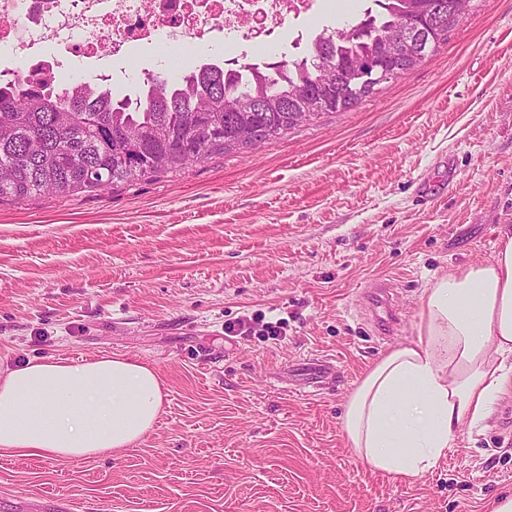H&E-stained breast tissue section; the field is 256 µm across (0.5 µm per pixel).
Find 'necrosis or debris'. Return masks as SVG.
Returning <instances> with one entry per match:
<instances>
[{
	"label": "necrosis or debris",
	"mask_w": 512,
	"mask_h": 512,
	"mask_svg": "<svg viewBox=\"0 0 512 512\" xmlns=\"http://www.w3.org/2000/svg\"><path fill=\"white\" fill-rule=\"evenodd\" d=\"M316 0H0V59L19 58L14 74L26 80L50 66L67 79L134 81L121 67L133 48H159L155 65L184 46L221 55L239 41L265 47L279 22L308 14Z\"/></svg>",
	"instance_id": "4bbe7bcc"
}]
</instances>
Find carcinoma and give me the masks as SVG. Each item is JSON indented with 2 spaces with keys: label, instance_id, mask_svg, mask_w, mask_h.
Instances as JSON below:
<instances>
[{
  "label": "carcinoma",
  "instance_id": "obj_1",
  "mask_svg": "<svg viewBox=\"0 0 512 512\" xmlns=\"http://www.w3.org/2000/svg\"><path fill=\"white\" fill-rule=\"evenodd\" d=\"M374 2L379 10L366 11L350 36L329 43L319 34L301 57L197 68L175 81L150 76L135 94L120 98L99 83L62 82L45 74L24 82L0 79V165L9 172L0 183V201L102 191L184 172L212 155L246 152L249 146L235 137L244 125L261 128L269 141L379 93L378 85L353 83L367 63L388 61L396 80L425 62V56H396L387 49L390 33L406 18L444 9L446 24L435 37V50L457 24L452 0ZM336 65L343 71L337 91L330 93L322 74ZM302 94L310 96L311 110L299 117L296 99ZM255 102L268 111H234ZM202 127L211 130V138L197 136Z\"/></svg>",
  "mask_w": 512,
  "mask_h": 512
}]
</instances>
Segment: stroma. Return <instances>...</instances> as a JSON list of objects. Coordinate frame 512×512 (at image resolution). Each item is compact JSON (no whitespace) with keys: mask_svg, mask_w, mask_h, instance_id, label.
Returning <instances> with one entry per match:
<instances>
[{"mask_svg":"<svg viewBox=\"0 0 512 512\" xmlns=\"http://www.w3.org/2000/svg\"><path fill=\"white\" fill-rule=\"evenodd\" d=\"M279 24L292 59L339 13ZM455 179H448V169ZM428 179L440 186L420 199ZM512 225V0H470L427 62L347 112L265 142L91 194L0 202V368L128 355L167 393L134 447L92 458L0 455V512H492L512 495V387L413 481L349 447L344 404L412 339L437 276L491 262ZM396 285L388 337L363 294ZM245 323L247 333L224 327ZM268 322L282 325L266 336ZM335 364L306 395L307 364Z\"/></svg>","mask_w":512,"mask_h":512,"instance_id":"35a3bbf8","label":"stroma"}]
</instances>
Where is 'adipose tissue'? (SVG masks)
Listing matches in <instances>:
<instances>
[{"label": "adipose tissue", "mask_w": 512, "mask_h": 512, "mask_svg": "<svg viewBox=\"0 0 512 512\" xmlns=\"http://www.w3.org/2000/svg\"><path fill=\"white\" fill-rule=\"evenodd\" d=\"M512 226L491 263L438 276L416 335L369 368L342 427L372 470L403 480L430 471L465 424L485 420L512 380ZM155 369L128 356L79 363L31 358L0 369V452L72 460L136 445L163 411Z\"/></svg>", "instance_id": "adipose-tissue-1"}]
</instances>
